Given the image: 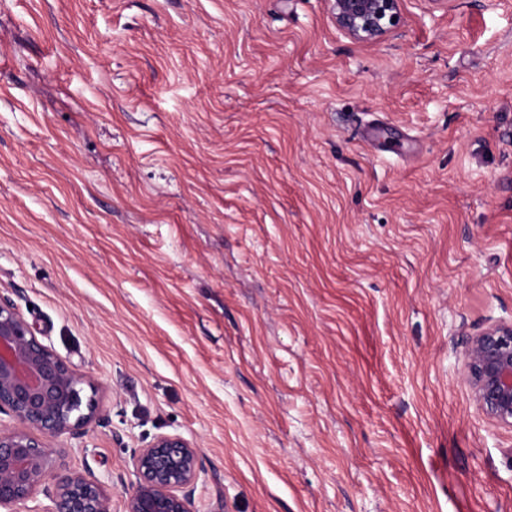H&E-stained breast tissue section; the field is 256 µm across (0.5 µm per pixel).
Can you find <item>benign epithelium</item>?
I'll return each instance as SVG.
<instances>
[{
    "mask_svg": "<svg viewBox=\"0 0 512 512\" xmlns=\"http://www.w3.org/2000/svg\"><path fill=\"white\" fill-rule=\"evenodd\" d=\"M399 0H330L346 35L376 42L395 24ZM479 413L512 429V322L466 338L458 355ZM100 382L72 369L31 331L18 308L0 298V512L43 494L40 512H112V494L96 478L71 470L67 449L50 440L78 439L97 419ZM123 512H194L198 448L162 434L131 458Z\"/></svg>",
    "mask_w": 512,
    "mask_h": 512,
    "instance_id": "1",
    "label": "benign epithelium"
}]
</instances>
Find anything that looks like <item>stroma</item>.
<instances>
[{
	"instance_id": "35a3bbf8",
	"label": "stroma",
	"mask_w": 512,
	"mask_h": 512,
	"mask_svg": "<svg viewBox=\"0 0 512 512\" xmlns=\"http://www.w3.org/2000/svg\"><path fill=\"white\" fill-rule=\"evenodd\" d=\"M0 0V296L101 384L64 436L123 510L512 512L456 352L512 320V0ZM336 25L346 35L376 42L397 20L399 0H330ZM396 17V20H393ZM132 476L124 485L123 512H195L192 495L199 476L198 448L180 435L156 436L135 449Z\"/></svg>"
}]
</instances>
